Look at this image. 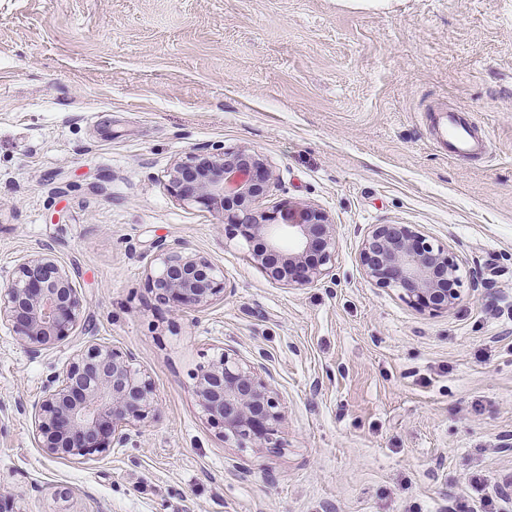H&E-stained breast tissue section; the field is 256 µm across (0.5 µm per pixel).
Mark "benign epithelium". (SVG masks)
Returning <instances> with one entry per match:
<instances>
[{
    "label": "benign epithelium",
    "instance_id": "7a95c632",
    "mask_svg": "<svg viewBox=\"0 0 512 512\" xmlns=\"http://www.w3.org/2000/svg\"><path fill=\"white\" fill-rule=\"evenodd\" d=\"M273 173L256 151L222 145L189 152L168 173L178 200L218 215L227 238L251 244V260L273 281L304 287L332 275L336 225L321 210L295 204L268 211L260 202ZM359 265L376 287L395 290L410 307L431 315L460 301L463 280L452 252L412 224H373L362 240ZM147 290L171 311H197L226 295L223 273L175 241L160 248ZM83 302L72 279L46 252L20 262L0 289V320L35 358L71 335ZM194 393L224 441L253 451L282 447L286 422L266 365L229 349L194 373ZM158 409L155 384L134 357L93 343L44 387L35 410L38 445L53 459L83 460L124 446Z\"/></svg>",
    "mask_w": 512,
    "mask_h": 512
}]
</instances>
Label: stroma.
I'll list each match as a JSON object with an SVG mask.
<instances>
[{
    "instance_id": "1",
    "label": "stroma",
    "mask_w": 512,
    "mask_h": 512,
    "mask_svg": "<svg viewBox=\"0 0 512 512\" xmlns=\"http://www.w3.org/2000/svg\"><path fill=\"white\" fill-rule=\"evenodd\" d=\"M452 110L482 154L448 157ZM245 147L266 210L325 211L336 280L272 281L218 217L178 201L184 153ZM374 224L447 244L464 296L438 315L375 287ZM181 241L234 293L178 316L146 286ZM52 249L81 290L71 336L30 357L0 323V495L21 512H448L512 480V0H0V282ZM133 354L159 410L81 462L37 446L49 375L89 341ZM266 363L283 449L243 451L192 373L221 349ZM248 473H240V464Z\"/></svg>"
}]
</instances>
